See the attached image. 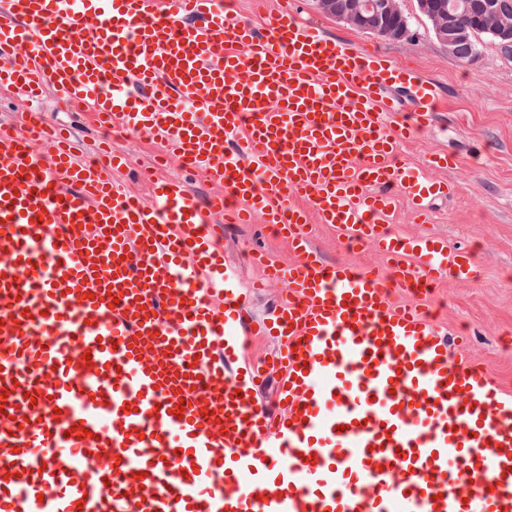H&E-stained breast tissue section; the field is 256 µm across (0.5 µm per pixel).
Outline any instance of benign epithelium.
Masks as SVG:
<instances>
[{
	"mask_svg": "<svg viewBox=\"0 0 512 512\" xmlns=\"http://www.w3.org/2000/svg\"><path fill=\"white\" fill-rule=\"evenodd\" d=\"M319 11L344 23L361 33H377L386 39L397 40L408 36L409 29L404 24H391L389 18L398 11L396 0H316ZM417 9L423 15L440 14L446 21L435 27L436 39L443 45H452L453 37L463 34V29L454 24L459 4L442 2L438 10L435 0H416Z\"/></svg>",
	"mask_w": 512,
	"mask_h": 512,
	"instance_id": "obj_1",
	"label": "benign epithelium"
}]
</instances>
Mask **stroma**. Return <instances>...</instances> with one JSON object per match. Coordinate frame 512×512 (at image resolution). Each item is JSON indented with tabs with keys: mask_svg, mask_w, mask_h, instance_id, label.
I'll return each instance as SVG.
<instances>
[{
	"mask_svg": "<svg viewBox=\"0 0 512 512\" xmlns=\"http://www.w3.org/2000/svg\"><path fill=\"white\" fill-rule=\"evenodd\" d=\"M397 3L410 29L408 37L397 41L357 32L322 15L314 0H295L294 9L299 20L320 27L329 37L352 39L380 50L399 65L417 68L438 85L441 115L433 127L404 143L402 157L420 166L433 153L456 154L457 165L438 170L435 176L455 182L457 191L453 197L431 201L424 224L415 223L406 205L398 204L390 229L403 236L430 234L444 239L449 249L465 251L473 258L474 274L461 280L450 273L418 288H398L391 299L424 308L448 335L467 332L464 355L512 392V58L503 56L484 37L475 59L458 61L435 39L415 0ZM33 108L70 134L80 156L96 155L105 147L127 155V167L117 177L119 186L149 196L141 173L156 159L159 143L153 135L116 132L107 142L85 111L66 105L55 88H47L34 106L0 89V123L14 124L18 132H25L24 116ZM309 236L312 250L325 262L376 269L385 277L390 274L372 244L349 246L333 225H310ZM222 245L226 262L249 290L252 316L265 317L284 299L285 287L274 283L251 291V283L262 278L263 268L250 262L248 254L256 250L269 261L292 263L296 256L287 238L265 224H232L223 229Z\"/></svg>",
	"mask_w": 512,
	"mask_h": 512,
	"instance_id": "stroma-1",
	"label": "stroma"
}]
</instances>
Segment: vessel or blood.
<instances>
[{
    "label": "vessel or blood",
    "instance_id": "1",
    "mask_svg": "<svg viewBox=\"0 0 512 512\" xmlns=\"http://www.w3.org/2000/svg\"><path fill=\"white\" fill-rule=\"evenodd\" d=\"M227 4L0 0V88L156 132L222 188L204 206L157 179L146 201L112 179L124 155L84 163L38 117L25 138L0 124V512H512V393L389 299L473 272L387 229L397 198L422 217L456 192L399 157L434 85L287 5L263 34ZM218 217L296 253L265 268L287 290L272 317L250 322ZM314 220L392 275L322 262ZM246 328L286 340L278 411L238 363Z\"/></svg>",
    "mask_w": 512,
    "mask_h": 512
}]
</instances>
